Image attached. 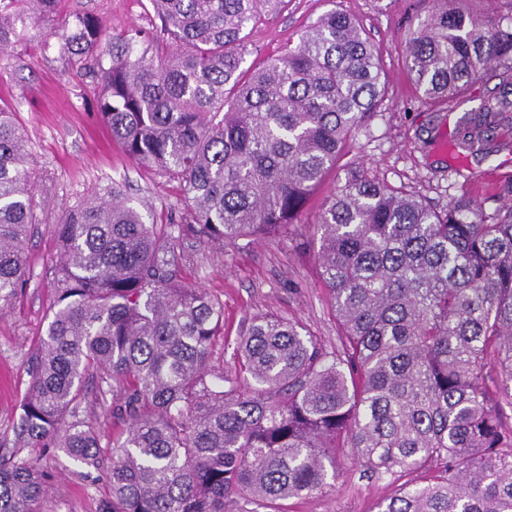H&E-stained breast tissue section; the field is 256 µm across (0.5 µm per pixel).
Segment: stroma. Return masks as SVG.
<instances>
[{"mask_svg":"<svg viewBox=\"0 0 512 512\" xmlns=\"http://www.w3.org/2000/svg\"><path fill=\"white\" fill-rule=\"evenodd\" d=\"M430 7L429 0H290L282 13L247 26L246 41L252 58H272L287 43L298 42L306 26L330 9L358 17L379 52L388 94L369 125L352 137L342 166H362L378 180L440 209L464 194L490 214L512 199L504 189L512 180V124L497 127L490 153L455 147L458 111L426 100L406 68L407 38ZM62 11L100 17L109 36L134 26L153 32L158 48L169 45L156 30L150 0H64ZM98 92L92 79L73 75L57 26L33 30L27 43L0 56V105L17 114L37 166V199L44 206L43 222L25 247L29 281L0 305V445L9 448L16 407L28 384L24 363L46 329L53 300V226L61 209L116 183L133 204L147 206V220H189L179 183L138 165L113 143L97 114ZM334 187L330 177L314 191L300 223L288 234L222 245L181 238L182 249L192 257L183 281L204 288L224 305V337L211 359L216 369L233 370L239 331L258 315L297 322L326 344H335L336 319L319 279L314 239L321 205ZM31 455L39 459L47 482L45 512H95L97 500L108 495L98 472L87 473L84 465L55 449L38 448ZM392 492L387 480L366 476L346 457L333 491L292 499L285 507L287 512H376V504Z\"/></svg>","mask_w":512,"mask_h":512,"instance_id":"1","label":"stroma"}]
</instances>
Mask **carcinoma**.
I'll list each match as a JSON object with an SVG mask.
<instances>
[{
    "mask_svg": "<svg viewBox=\"0 0 512 512\" xmlns=\"http://www.w3.org/2000/svg\"><path fill=\"white\" fill-rule=\"evenodd\" d=\"M63 0H0V54L56 22ZM473 0H433L406 62L431 101L469 98L491 69L509 77L460 121L472 149L512 112V0L484 19ZM174 40L151 53L130 28L103 42L88 13L61 20V49L101 83L112 140L179 181L192 223L148 224L112 186L55 225L58 264L44 335L26 366L16 447L0 450V512H42L40 469L22 448H57L99 469L83 381L124 402L112 440L110 495L97 512H232L335 487L343 450L365 471L409 481L378 512H512V204L486 216L465 195L437 210L344 169L318 216L317 260L338 344L255 317L236 374L210 366L224 305L186 285L178 239L222 244L283 235L374 117L385 74L365 30L332 9L299 43L243 67V31L287 0H152ZM37 172L15 112L0 106V300L29 276L25 243L40 223Z\"/></svg>",
    "mask_w": 512,
    "mask_h": 512,
    "instance_id": "1",
    "label": "carcinoma"
}]
</instances>
